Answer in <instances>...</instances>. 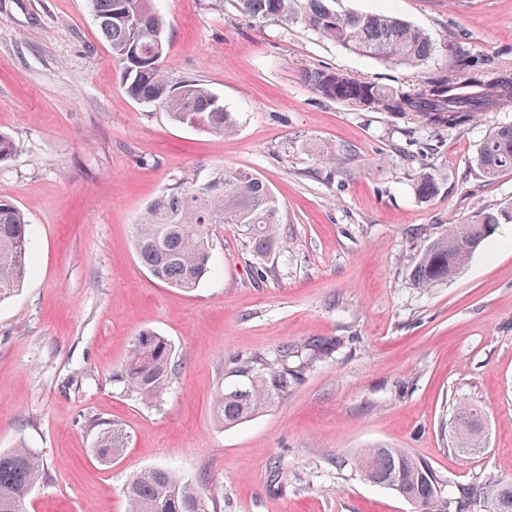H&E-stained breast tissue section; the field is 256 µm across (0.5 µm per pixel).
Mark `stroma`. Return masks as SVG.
Returning a JSON list of instances; mask_svg holds the SVG:
<instances>
[{
    "label": "stroma",
    "instance_id": "35a3bbf8",
    "mask_svg": "<svg viewBox=\"0 0 512 512\" xmlns=\"http://www.w3.org/2000/svg\"><path fill=\"white\" fill-rule=\"evenodd\" d=\"M172 81L207 85L236 123L203 133L128 96L87 0H0V197L30 226L32 271L0 302V451L25 442L45 475L23 512H126L134 473L163 467L218 488L216 512H419L355 472L375 443L428 461L440 503L512 479V223L454 278L418 287L423 246L448 225L512 206V173L485 181L486 133L512 102L457 127L314 94L303 70L394 89L477 65L512 73V0H335L393 14L439 53L410 68L346 51L303 24L261 22L237 0H157ZM335 151V163L323 160ZM250 170L278 198L274 249L257 259L233 224L212 228L214 274L184 292L139 263L133 226L164 187L212 168ZM441 191L424 201L417 173ZM166 336L177 366L143 402L115 380L138 332ZM336 339L288 396L232 428L213 401L251 357ZM480 409L486 444L455 451L456 408ZM127 434L97 462L103 429Z\"/></svg>",
    "mask_w": 512,
    "mask_h": 512
}]
</instances>
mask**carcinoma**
Returning a JSON list of instances; mask_svg holds the SVG:
<instances>
[{"label":"carcinoma","mask_w":512,"mask_h":512,"mask_svg":"<svg viewBox=\"0 0 512 512\" xmlns=\"http://www.w3.org/2000/svg\"><path fill=\"white\" fill-rule=\"evenodd\" d=\"M328 0H239L241 9L258 20L284 25L302 23L347 51L418 67L435 56L436 44L421 29L394 16L349 12L340 14ZM90 10L112 50L128 95L141 104L167 112L174 121L204 133L230 135L234 123L218 97L198 80L174 83L163 65L166 22L154 0H89ZM304 83L325 100L398 112L421 118L434 127L460 126L477 114L512 100V74L473 69L449 80L431 77L407 91L362 81L346 72L321 68L303 72ZM476 165L494 180L512 173V125L488 133ZM418 197L430 200L440 192L437 179L420 172ZM512 211L481 212L473 221L450 224L422 250L413 279L434 288L463 268L481 243ZM282 223L278 199L265 181L247 169L214 168L202 183L181 181L164 188L134 225L137 256L143 267L171 288L190 292L214 270L211 228L238 224L256 252L274 246ZM31 271L30 230L23 213L0 197V299L22 287ZM283 350L279 366L261 358L238 370L241 380L216 394L214 411L226 427L241 424L275 399L288 396L303 363ZM170 341L150 329L135 338L119 377L127 390L146 401L159 398L173 375ZM451 444L469 453L485 444L483 414L462 404L451 423ZM126 447V435L114 426L98 437L94 455L112 463ZM355 470L364 480L394 489L418 504H431L439 482L431 466L403 448L375 444L357 451ZM44 471L42 456L19 443L0 453V512H21V505ZM207 489L167 469L152 468L132 476L124 488L128 512H206ZM490 512H512V482L488 488L468 487L454 498L455 512H471L481 501Z\"/></svg>","instance_id":"cac0c4a2"}]
</instances>
